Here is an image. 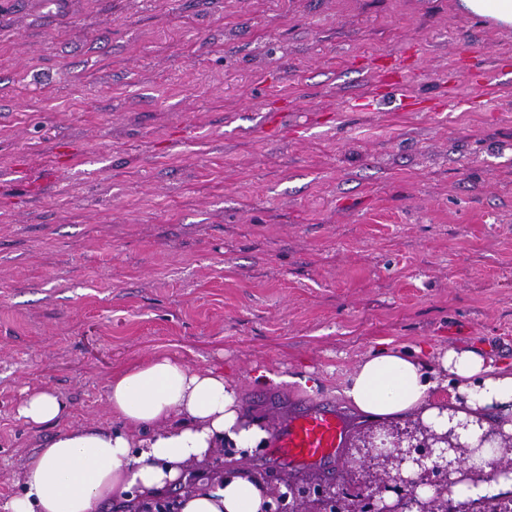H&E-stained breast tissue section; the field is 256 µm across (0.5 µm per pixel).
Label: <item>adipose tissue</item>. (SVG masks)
<instances>
[{"mask_svg":"<svg viewBox=\"0 0 512 512\" xmlns=\"http://www.w3.org/2000/svg\"><path fill=\"white\" fill-rule=\"evenodd\" d=\"M453 395L437 396L443 380ZM344 400L373 420L410 419L449 437L454 485L449 496L466 512L512 495V476L496 473L505 440L512 438V366L493 365L454 348L427 368L412 353L381 349L364 356L345 380ZM112 424L60 428L67 407L49 392L18 409L30 426L54 427L21 473L20 492L0 512H96L135 501L154 507L168 488L185 481L194 462L221 465L266 444L269 433L241 409L236 384L222 370H199L168 356L122 367L108 384ZM262 480L230 470L181 496L179 512H259L269 502Z\"/></svg>","mask_w":512,"mask_h":512,"instance_id":"obj_1","label":"adipose tissue"}]
</instances>
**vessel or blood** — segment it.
Listing matches in <instances>:
<instances>
[{
    "mask_svg": "<svg viewBox=\"0 0 512 512\" xmlns=\"http://www.w3.org/2000/svg\"><path fill=\"white\" fill-rule=\"evenodd\" d=\"M346 432L334 409L320 407L279 420L271 437L274 458L289 468L321 473L342 466Z\"/></svg>",
    "mask_w": 512,
    "mask_h": 512,
    "instance_id": "b4317fda",
    "label": "vessel or blood"
}]
</instances>
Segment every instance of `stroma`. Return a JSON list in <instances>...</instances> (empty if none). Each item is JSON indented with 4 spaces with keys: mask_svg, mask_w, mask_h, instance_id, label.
Returning a JSON list of instances; mask_svg holds the SVG:
<instances>
[{
    "mask_svg": "<svg viewBox=\"0 0 512 512\" xmlns=\"http://www.w3.org/2000/svg\"><path fill=\"white\" fill-rule=\"evenodd\" d=\"M451 347L512 363V24L462 0H0L1 502L52 433L29 394L108 425L113 371L161 355L223 370L268 428L333 407L322 487L399 500L339 390L369 352ZM238 465L293 480L266 447ZM66 410L59 396L38 392L18 408V414L31 427L56 426L66 416Z\"/></svg>",
    "mask_w": 512,
    "mask_h": 512,
    "instance_id": "stroma-1",
    "label": "stroma"
}]
</instances>
